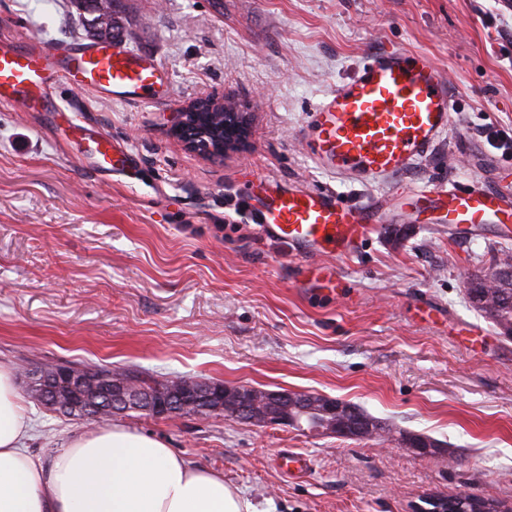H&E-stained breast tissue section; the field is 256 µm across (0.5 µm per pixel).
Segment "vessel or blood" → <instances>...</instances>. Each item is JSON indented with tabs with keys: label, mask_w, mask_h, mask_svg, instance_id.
<instances>
[{
	"label": "vessel or blood",
	"mask_w": 512,
	"mask_h": 512,
	"mask_svg": "<svg viewBox=\"0 0 512 512\" xmlns=\"http://www.w3.org/2000/svg\"><path fill=\"white\" fill-rule=\"evenodd\" d=\"M88 90L127 103L170 99L166 70L149 54L127 47L125 37L57 42L37 36L0 49V103L34 112H57L61 86ZM453 99L450 79L426 55L395 47L373 52L351 80L336 85L312 111L305 146L322 168L357 179L392 177L425 158L447 130ZM103 170L125 166L107 137L95 140ZM503 183H474L460 190L440 183L407 196L389 195L367 207L344 204L330 191L304 190L256 178L248 205L263 225L301 257L299 277L306 293L330 296L342 286L335 259L351 254L408 205L442 211L451 227L475 230L497 225L512 233V206Z\"/></svg>",
	"instance_id": "vessel-or-blood-1"
}]
</instances>
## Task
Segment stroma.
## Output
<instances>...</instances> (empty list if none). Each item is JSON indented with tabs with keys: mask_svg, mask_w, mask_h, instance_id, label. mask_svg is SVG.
I'll list each match as a JSON object with an SVG mask.
<instances>
[{
	"mask_svg": "<svg viewBox=\"0 0 512 512\" xmlns=\"http://www.w3.org/2000/svg\"><path fill=\"white\" fill-rule=\"evenodd\" d=\"M128 45L166 68L167 103L108 101L62 88L59 112L0 105V366L130 371L355 404L391 435L349 438L223 415L113 416L223 476L256 512H412L473 493L512 503V340L474 310L467 280L512 239L459 234L407 207L336 265L340 298L304 293L288 243L247 214L262 176L371 205L437 182H491L512 152V0H121ZM34 34L83 37L68 0H0V47ZM426 54L454 108L430 156L393 178L323 170L300 137L307 116L378 47ZM215 97L253 106L250 148L187 151L177 112ZM127 154L98 168L88 136ZM29 448L50 458L97 424L24 398ZM405 434L444 452L402 447ZM305 454V477L281 473Z\"/></svg>",
	"mask_w": 512,
	"mask_h": 512,
	"instance_id": "obj_1",
	"label": "stroma"
}]
</instances>
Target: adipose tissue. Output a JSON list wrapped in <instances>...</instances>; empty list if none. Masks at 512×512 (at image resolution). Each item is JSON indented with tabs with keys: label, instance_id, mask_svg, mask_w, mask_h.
<instances>
[{
	"label": "adipose tissue",
	"instance_id": "ef3b65f1",
	"mask_svg": "<svg viewBox=\"0 0 512 512\" xmlns=\"http://www.w3.org/2000/svg\"><path fill=\"white\" fill-rule=\"evenodd\" d=\"M29 435L15 374L0 366V512H251L223 477L159 438L97 428L45 464L27 452Z\"/></svg>",
	"mask_w": 512,
	"mask_h": 512
}]
</instances>
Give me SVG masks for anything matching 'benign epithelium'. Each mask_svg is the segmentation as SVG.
<instances>
[{"mask_svg": "<svg viewBox=\"0 0 512 512\" xmlns=\"http://www.w3.org/2000/svg\"><path fill=\"white\" fill-rule=\"evenodd\" d=\"M203 105L224 111V136L220 137L206 123L199 112ZM252 113L234 103L218 102L204 98L178 113L172 133L186 149L211 159L229 153H241L248 149L251 135ZM96 370L81 369L66 364L52 366L47 374L37 368L27 374L28 388L42 404L58 409L61 413L79 414L85 418H96L107 408L113 412L136 410L156 417L174 415L199 416L204 411L224 414L238 419L274 421L290 427H300L298 416L291 414L318 413L324 416L327 431L342 434L347 432L348 417L355 414L347 402L338 399H318L305 392H270L251 387L231 386L202 380L183 382L172 380L163 387L147 394L118 380H112V400L98 404L89 400L86 404L60 401V394L72 398L88 386H95ZM407 448L419 453H428L435 447L432 439L415 435L404 440ZM477 501L472 494H460L451 500L433 499L428 507L418 512H470L468 504Z\"/></svg>", "mask_w": 512, "mask_h": 512, "instance_id": "7a95c632", "label": "benign epithelium"}]
</instances>
